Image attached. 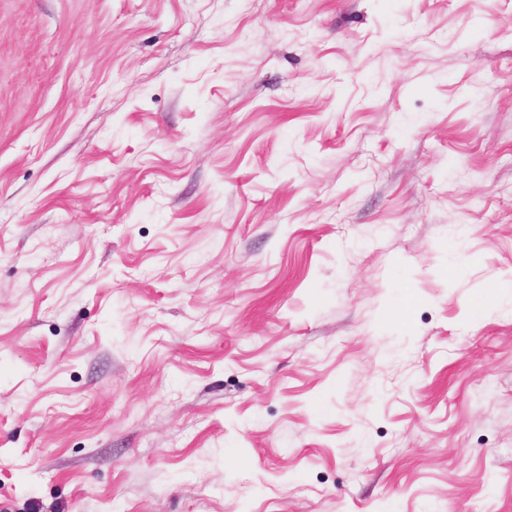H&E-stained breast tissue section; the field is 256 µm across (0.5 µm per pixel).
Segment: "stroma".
<instances>
[{"label":"stroma","mask_w":512,"mask_h":512,"mask_svg":"<svg viewBox=\"0 0 512 512\" xmlns=\"http://www.w3.org/2000/svg\"><path fill=\"white\" fill-rule=\"evenodd\" d=\"M0 512H512V0H0Z\"/></svg>","instance_id":"stroma-1"}]
</instances>
